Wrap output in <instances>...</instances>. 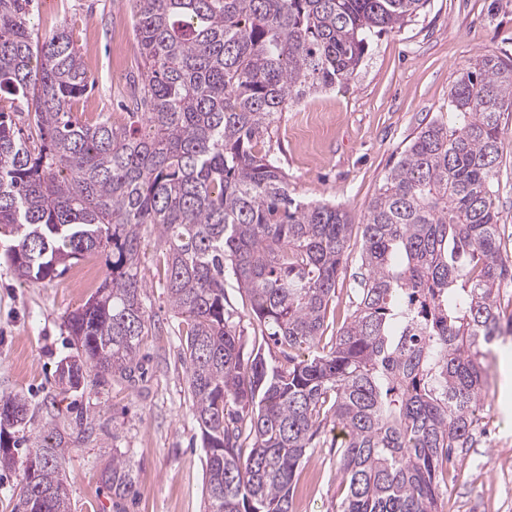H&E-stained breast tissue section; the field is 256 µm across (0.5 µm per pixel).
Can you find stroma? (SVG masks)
<instances>
[{
	"mask_svg": "<svg viewBox=\"0 0 512 512\" xmlns=\"http://www.w3.org/2000/svg\"><path fill=\"white\" fill-rule=\"evenodd\" d=\"M33 18L37 40L67 26L94 80L74 113L92 122L125 112L143 73L126 0H34ZM484 54L512 58V0H428L412 21L371 37L349 84L293 103L261 149L285 170L294 197L341 205L361 220L404 148L447 116L458 74ZM493 190L502 252L512 257V118ZM5 249L1 242L0 398L28 400L33 436L50 425L68 429L76 412L86 416L88 430L63 465L74 512H204L205 452L156 237L145 236L140 251L151 320L140 352L143 378L105 380L89 371L71 390L58 384L59 367L73 353L67 318L95 291L77 275L89 268L104 278L106 256H85L53 280L23 284ZM481 416L486 431L460 452L442 512H512V395L492 386ZM116 452L133 466L136 493L127 500L113 499L99 481ZM344 493L330 432L296 473L294 512H335Z\"/></svg>",
	"mask_w": 512,
	"mask_h": 512,
	"instance_id": "1",
	"label": "stroma"
}]
</instances>
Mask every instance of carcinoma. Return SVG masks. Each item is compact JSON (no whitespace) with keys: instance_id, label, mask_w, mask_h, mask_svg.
<instances>
[{"instance_id":"obj_1","label":"carcinoma","mask_w":512,"mask_h":512,"mask_svg":"<svg viewBox=\"0 0 512 512\" xmlns=\"http://www.w3.org/2000/svg\"><path fill=\"white\" fill-rule=\"evenodd\" d=\"M144 80L129 122L79 120L93 87L64 25L34 43L32 0H0V237L24 283L105 252L107 274L68 317L74 388L91 368L131 380L151 323L138 270L158 237L165 288L205 449L206 512H294L292 483L326 427L339 431L346 494L336 512H439L455 451L472 446L492 368L488 341L512 335V283L493 208L494 169L512 115V59L483 55L461 73L447 118L421 129L359 225L352 313L324 341L351 257L350 214L299 202L276 159L256 151L304 94L349 81L368 40L428 0H129ZM25 107L21 113L18 108ZM231 276L262 343L226 309ZM284 355L269 362L263 344ZM0 467L29 422L0 398ZM50 427L21 462L20 502L72 512L61 471L73 435ZM135 493L130 461L99 475Z\"/></svg>"}]
</instances>
